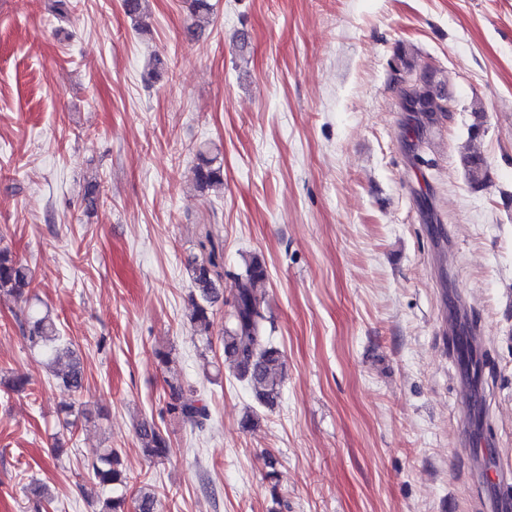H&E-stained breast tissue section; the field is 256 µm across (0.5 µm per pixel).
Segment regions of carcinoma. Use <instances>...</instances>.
<instances>
[{
	"label": "carcinoma",
	"instance_id": "obj_1",
	"mask_svg": "<svg viewBox=\"0 0 512 512\" xmlns=\"http://www.w3.org/2000/svg\"><path fill=\"white\" fill-rule=\"evenodd\" d=\"M147 0H123L125 13L136 23L144 25ZM194 23L189 33L194 34L210 22L213 5L210 0H191ZM401 106L405 112H445L446 106L430 93L426 77L409 82L401 91ZM460 164L468 181L482 186L489 177L488 167L481 152L470 146L460 156ZM195 187L204 193L219 195L224 191V168L208 150L198 152L193 169ZM193 283L190 324L194 335L209 342L213 322V304L221 295L224 275L217 270L213 258L190 263ZM267 269L257 256L245 262L244 272L234 277L233 311L224 325V365L232 375L249 383L260 404L271 407L281 394L284 380L282 356L277 347L264 335V301L258 289L265 287ZM33 278L27 265L7 248L0 249V299L14 301L29 299ZM30 348L46 355L45 366L68 399L60 404V412L69 416L75 408L76 396L84 386V373L71 344L61 335L56 318L50 311L34 310L21 323ZM168 401L165 413L173 419L194 427H201L209 418V409L202 400L184 397V381L178 374L165 379ZM137 438L143 455L151 460H165L172 453L171 441L155 422L143 421L137 427ZM88 477L100 487L127 489V476L120 455L110 448L87 464ZM157 497L152 491L139 489L134 498L133 512H158Z\"/></svg>",
	"mask_w": 512,
	"mask_h": 512
}]
</instances>
